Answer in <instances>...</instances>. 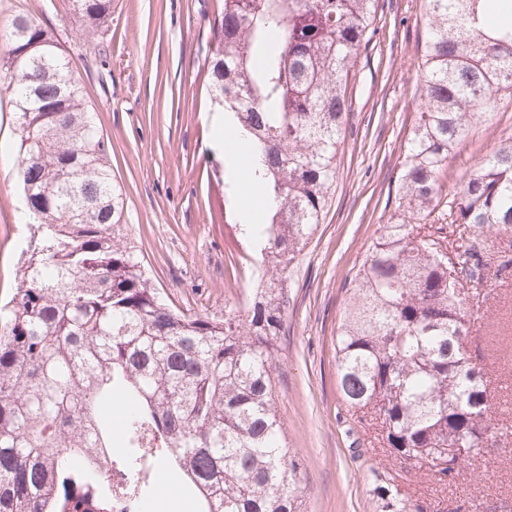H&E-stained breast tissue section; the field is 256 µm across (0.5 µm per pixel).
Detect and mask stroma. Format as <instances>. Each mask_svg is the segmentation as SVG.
<instances>
[{
    "label": "stroma",
    "instance_id": "stroma-1",
    "mask_svg": "<svg viewBox=\"0 0 512 512\" xmlns=\"http://www.w3.org/2000/svg\"><path fill=\"white\" fill-rule=\"evenodd\" d=\"M69 0H0V22L28 16L47 29L80 77L112 147V177L156 286L181 309L222 315L244 302L262 257L240 231L236 192L212 146L214 108L204 65L214 45L216 0H112V20L83 31ZM377 33L348 80L346 137L331 206L288 273L291 296L276 359V405L291 457L302 463L306 512H380L376 477L400 471L374 429L351 419L337 384L336 327L346 288L380 226L400 219L396 194L421 102L423 0H380ZM512 140V101H498L449 156L441 175L460 187L476 160ZM13 108L0 83V299L15 286L29 232L10 162ZM484 366L512 380V287L482 317ZM416 498L477 496L479 512H512V453L464 467L456 486L411 485Z\"/></svg>",
    "mask_w": 512,
    "mask_h": 512
}]
</instances>
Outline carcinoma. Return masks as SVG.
Here are the masks:
<instances>
[{
    "mask_svg": "<svg viewBox=\"0 0 512 512\" xmlns=\"http://www.w3.org/2000/svg\"><path fill=\"white\" fill-rule=\"evenodd\" d=\"M379 0H220L207 88L263 156L278 201L260 247L265 272L224 316L172 307L123 223L109 145L80 79L32 18L0 25L31 244L0 305V512H112L99 475L114 457L125 493L147 500L167 471L198 512H303V468L275 407L274 356L288 268L336 182L347 83L375 34ZM88 32L112 0H71ZM421 107L397 187L407 217L385 224L349 283L336 333L347 412L373 426L414 477L452 484L512 446L472 336L488 281L512 266L448 227H512V140L457 190L448 156L512 99V0H425ZM383 512L425 508L385 479Z\"/></svg>",
    "mask_w": 512,
    "mask_h": 512,
    "instance_id": "carcinoma-1",
    "label": "carcinoma"
}]
</instances>
